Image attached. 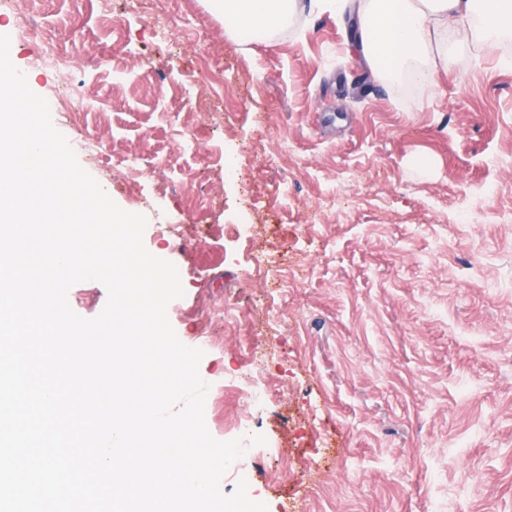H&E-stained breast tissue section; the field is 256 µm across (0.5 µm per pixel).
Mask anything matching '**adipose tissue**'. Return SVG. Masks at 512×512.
<instances>
[{
	"instance_id": "ef3b65f1",
	"label": "adipose tissue",
	"mask_w": 512,
	"mask_h": 512,
	"mask_svg": "<svg viewBox=\"0 0 512 512\" xmlns=\"http://www.w3.org/2000/svg\"><path fill=\"white\" fill-rule=\"evenodd\" d=\"M224 22L241 36H261L283 27L298 0H222ZM469 20L485 43L512 35V0H359L355 44L380 78L418 62L415 79L435 83L436 71L421 58L448 57V30Z\"/></svg>"
}]
</instances>
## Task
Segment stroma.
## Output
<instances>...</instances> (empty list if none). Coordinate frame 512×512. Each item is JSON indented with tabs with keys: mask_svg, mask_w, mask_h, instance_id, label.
Masks as SVG:
<instances>
[{
	"mask_svg": "<svg viewBox=\"0 0 512 512\" xmlns=\"http://www.w3.org/2000/svg\"><path fill=\"white\" fill-rule=\"evenodd\" d=\"M23 2L76 58L78 131L106 148L79 164L181 273L167 314L183 344L209 340L210 434L241 409L229 374L273 390L246 430L266 442L238 460L249 497L512 512V44H455L407 91L310 0L247 43L210 0ZM15 33L0 11L13 64L52 97L40 42Z\"/></svg>",
	"mask_w": 512,
	"mask_h": 512,
	"instance_id": "obj_1",
	"label": "stroma"
}]
</instances>
